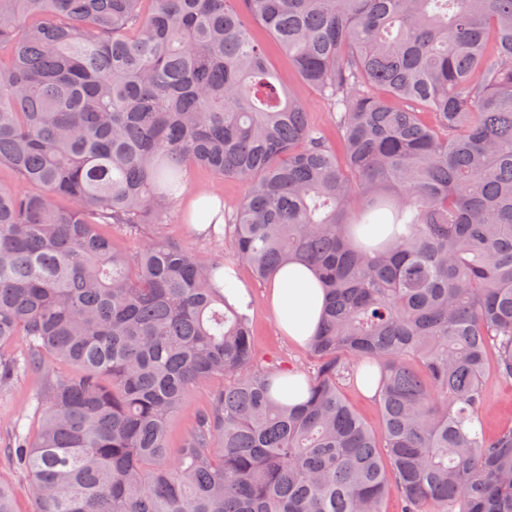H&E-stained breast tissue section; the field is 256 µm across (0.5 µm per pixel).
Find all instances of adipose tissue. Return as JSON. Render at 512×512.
<instances>
[{
	"instance_id": "ef3b65f1",
	"label": "adipose tissue",
	"mask_w": 512,
	"mask_h": 512,
	"mask_svg": "<svg viewBox=\"0 0 512 512\" xmlns=\"http://www.w3.org/2000/svg\"><path fill=\"white\" fill-rule=\"evenodd\" d=\"M268 303L280 332L295 344L308 343L319 327L326 295L314 268L290 262L271 276Z\"/></svg>"
}]
</instances>
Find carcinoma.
Segmentation results:
<instances>
[{"mask_svg": "<svg viewBox=\"0 0 512 512\" xmlns=\"http://www.w3.org/2000/svg\"><path fill=\"white\" fill-rule=\"evenodd\" d=\"M143 2L0 0V169L35 187L0 184V391L42 375L10 448L35 512H383L392 482L400 512H512L484 384L512 383V0ZM193 167L245 189L202 250L163 233ZM293 260L329 296L297 407L214 285ZM373 367L377 429L341 394ZM253 30L255 37L266 45L269 58L276 70L280 73L290 72V68L288 67V58L281 53L275 41L263 28L254 25ZM290 88L294 95L307 103L314 126L324 130L329 138L334 140L336 135L327 104L312 88L296 77L292 78ZM224 381L216 378L208 384L194 389L185 407L173 418L168 432V443L172 448H178L185 436L190 432L197 414L207 407L212 393L222 386Z\"/></svg>", "mask_w": 512, "mask_h": 512, "instance_id": "carcinoma-1", "label": "carcinoma"}]
</instances>
